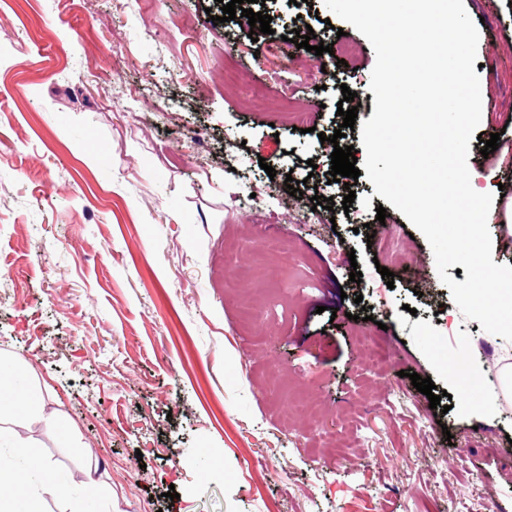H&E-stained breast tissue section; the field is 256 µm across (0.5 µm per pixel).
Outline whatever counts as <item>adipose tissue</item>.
Returning a JSON list of instances; mask_svg holds the SVG:
<instances>
[{
	"label": "adipose tissue",
	"mask_w": 512,
	"mask_h": 512,
	"mask_svg": "<svg viewBox=\"0 0 512 512\" xmlns=\"http://www.w3.org/2000/svg\"><path fill=\"white\" fill-rule=\"evenodd\" d=\"M43 414V393L29 366L9 353L0 352V425L20 417ZM12 446L28 464V473L0 463V512H43L36 487L45 481L55 497L71 503L73 512H90L101 499L99 483L88 479L80 492L54 476L51 463L38 446L20 435H13Z\"/></svg>",
	"instance_id": "1"
}]
</instances>
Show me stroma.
Instances as JSON below:
<instances>
[{
  "instance_id": "35a3bbf8",
  "label": "stroma",
  "mask_w": 512,
  "mask_h": 512,
  "mask_svg": "<svg viewBox=\"0 0 512 512\" xmlns=\"http://www.w3.org/2000/svg\"><path fill=\"white\" fill-rule=\"evenodd\" d=\"M464 3L485 100L468 164L498 206L512 0ZM252 9L272 31L247 51L238 21L213 24L218 0H0V350L86 443L27 419L0 429V456L26 469L17 432L73 488L97 469L118 512H512L506 343L464 319L423 234L366 176L348 208L329 180L335 146L365 154L360 128L319 137L342 122V87L373 116L371 43L323 0ZM308 28L351 47L346 66L289 46ZM257 86L304 131L255 106ZM413 372L455 398L456 376H476L498 404L434 413Z\"/></svg>"
}]
</instances>
